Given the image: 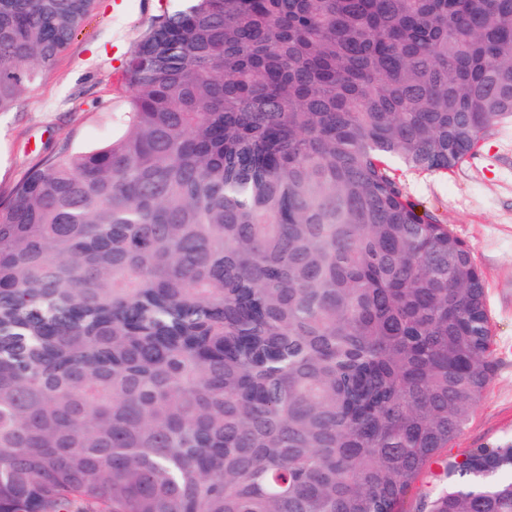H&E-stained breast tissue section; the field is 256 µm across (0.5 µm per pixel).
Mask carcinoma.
Segmentation results:
<instances>
[{"label":"carcinoma","mask_w":512,"mask_h":512,"mask_svg":"<svg viewBox=\"0 0 512 512\" xmlns=\"http://www.w3.org/2000/svg\"><path fill=\"white\" fill-rule=\"evenodd\" d=\"M94 2L0 0V112ZM123 86L0 209V512H512L511 443L443 458L483 275L388 166L512 118V0H169Z\"/></svg>","instance_id":"1"}]
</instances>
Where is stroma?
Here are the masks:
<instances>
[{
    "instance_id": "1",
    "label": "stroma",
    "mask_w": 512,
    "mask_h": 512,
    "mask_svg": "<svg viewBox=\"0 0 512 512\" xmlns=\"http://www.w3.org/2000/svg\"><path fill=\"white\" fill-rule=\"evenodd\" d=\"M166 0H96L55 67L0 112V207L40 159L110 142L124 105L116 69L162 14ZM391 171L408 198L469 245L485 283L493 332V375L474 415L448 448L512 443V120L494 124L464 162L448 171Z\"/></svg>"
}]
</instances>
